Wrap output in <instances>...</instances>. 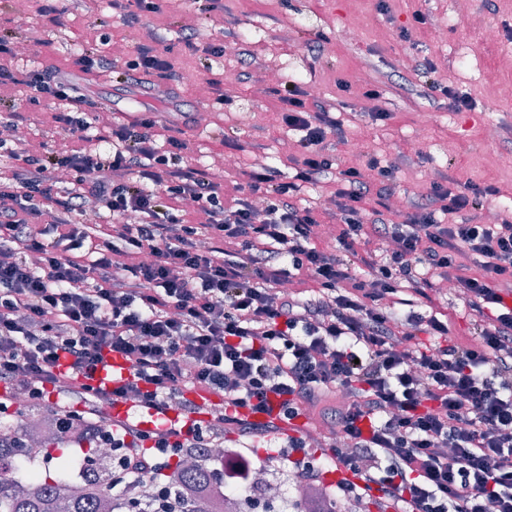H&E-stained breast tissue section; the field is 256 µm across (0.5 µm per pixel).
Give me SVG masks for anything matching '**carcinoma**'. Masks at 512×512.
Here are the masks:
<instances>
[{"mask_svg": "<svg viewBox=\"0 0 512 512\" xmlns=\"http://www.w3.org/2000/svg\"><path fill=\"white\" fill-rule=\"evenodd\" d=\"M36 416L48 419L52 432L41 436L35 444H18L15 428L0 425V512H149V493L144 486L131 484L124 494L112 492V465L100 448L86 449L85 462L90 464L88 485L80 493L67 490L64 468L50 466L31 471L23 461L54 460L63 455V445L72 436L77 441L85 437L87 427L62 435L51 408ZM207 463L192 453L178 459L170 467L168 480L177 494L178 512H208L207 495L217 489L205 468Z\"/></svg>", "mask_w": 512, "mask_h": 512, "instance_id": "cac0c4a2", "label": "carcinoma"}]
</instances>
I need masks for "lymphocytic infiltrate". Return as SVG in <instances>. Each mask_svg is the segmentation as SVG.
<instances>
[{
    "label": "lymphocytic infiltrate",
    "instance_id": "1",
    "mask_svg": "<svg viewBox=\"0 0 512 512\" xmlns=\"http://www.w3.org/2000/svg\"><path fill=\"white\" fill-rule=\"evenodd\" d=\"M16 47L0 38V89L21 86L31 103L58 105L53 119L76 147L22 157L0 138V157L18 162L0 181V416H20L60 388L65 432L104 403L164 415L152 428L117 416L95 433L112 451L113 488L146 485L153 512H175L160 474L166 458L190 450L210 457L247 512L262 504L254 474L271 457L300 484L347 471L335 505L512 512V310L501 304L512 291V217L477 221L499 187L443 173L402 223L385 222L396 164L372 180L334 169L335 105L292 81L276 93L281 123L301 133L294 181L264 166L229 194L208 170L183 163L184 139L157 146L153 113L97 125L100 104L59 69L14 66ZM71 69L176 76L153 46L121 65L87 46ZM331 169L334 252L318 240L323 214L297 203L302 184ZM186 202L206 223L175 214ZM90 204L106 209L108 223H77ZM461 213L464 223H446ZM441 280L478 313L479 343L449 336L444 312L408 310ZM109 357L131 376L91 386ZM198 394L216 407L204 419ZM300 419L328 428L330 447L311 453L303 432L268 447ZM227 431L266 449L211 456Z\"/></svg>",
    "mask_w": 512,
    "mask_h": 512
}]
</instances>
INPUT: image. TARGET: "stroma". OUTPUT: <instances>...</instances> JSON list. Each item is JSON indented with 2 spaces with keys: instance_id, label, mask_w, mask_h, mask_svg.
I'll return each mask as SVG.
<instances>
[{
  "instance_id": "obj_1",
  "label": "stroma",
  "mask_w": 512,
  "mask_h": 512,
  "mask_svg": "<svg viewBox=\"0 0 512 512\" xmlns=\"http://www.w3.org/2000/svg\"><path fill=\"white\" fill-rule=\"evenodd\" d=\"M387 4L383 13L377 0H224L223 16L209 18L202 11L204 0H165L161 13L130 27L108 0H97L89 10L71 15L67 26L55 32L44 26L34 0H0V14L14 18L25 13L23 44L52 41L42 60L62 69L69 50L89 43L122 61L137 45L154 35L164 36L175 70L194 73L195 96H186L177 80L162 85L157 78L145 76L138 82L120 83L108 72L88 75L83 91L96 101L113 91L123 94L128 107L156 110L163 124H179L180 112L193 113L195 121L186 131L189 145L183 156L221 176L225 187L233 186L240 170L252 165L254 155L239 152L235 165L223 166L224 135L249 141L260 127L273 123L280 107L266 81L265 71L272 68L280 82L296 80L318 87L321 99L345 101V108L336 113L343 132L339 165L362 166L371 157L385 164L396 160L399 149H407L410 159L396 173L397 190L389 203L388 220L403 221L409 197L425 190L435 174L449 165L462 181L501 188V198L489 204L491 210L512 208V168L499 163L500 153L512 149V105L501 98L502 87L512 84V0H387ZM419 9L428 10L427 24L413 21L412 14ZM352 22L363 27V41L344 39L343 30ZM181 24L197 27L201 43L224 41L223 57L209 59L204 52L185 50L178 42ZM488 26L501 29V38L485 40L483 30ZM404 29L410 32L406 41L399 37ZM319 34L333 45V52L313 47ZM300 42L310 46L302 56L295 51ZM241 46L263 61L264 70L213 90L210 79L224 77L227 68H240L237 49ZM421 59L434 63V80L471 96L474 109L449 110L446 98L429 90L424 77L415 73L413 65ZM341 79L348 82L349 91L339 90ZM161 85L167 89L162 97L155 93ZM372 86L379 95L366 98ZM12 97L28 116L34 139H47L57 150L71 147L68 135L54 126L53 105L29 104L20 89L13 90ZM172 98L179 105L175 113L166 109ZM381 111L391 113L388 125L372 124L369 113ZM490 126L503 128L500 140H486Z\"/></svg>"
}]
</instances>
